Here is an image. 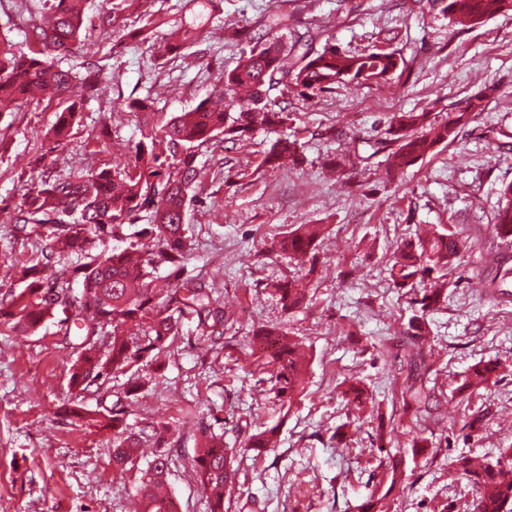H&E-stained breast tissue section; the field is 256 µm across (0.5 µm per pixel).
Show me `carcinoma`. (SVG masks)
<instances>
[{"label": "carcinoma", "instance_id": "carcinoma-1", "mask_svg": "<svg viewBox=\"0 0 512 512\" xmlns=\"http://www.w3.org/2000/svg\"><path fill=\"white\" fill-rule=\"evenodd\" d=\"M212 0L199 3L202 11L171 34L166 45L179 52L202 40L204 11ZM84 0H44L40 13L49 21H33L32 40L42 49L34 54L17 52L10 42L0 41V115L16 112L35 95L53 99L79 90L99 95L106 83L101 70L85 66L74 73L53 66L49 57L70 49L80 37L84 21ZM454 26H471L498 15L512 13V0H448L443 8ZM232 39L245 44L237 65L221 79L219 96L224 108L215 109L200 101L192 109L165 119L151 111L148 103H128L140 115L143 140L135 161L120 171L76 174L68 179L46 178L28 194L13 218L14 231L26 238L46 241L40 255L23 270L22 286L0 295V328L27 334L45 319L56 318L66 332L76 336L78 356L69 374V385L82 394L89 387L102 386L121 372L128 375L123 395L107 414L83 411L74 404L72 413L88 425L113 431V462L124 471L134 466L144 436L128 432L121 404L134 400L148 388L152 372L158 369L160 354L178 333L180 317L195 313L201 336L213 339L224 322V312L213 307L202 286L182 278V260L189 240L186 208L197 181L196 150L219 136L227 143L247 140L258 128L275 129L288 123L290 112L274 93L296 91L312 99L333 86L348 81L387 82L399 79L405 59L395 50L374 48L366 52L341 50L329 43L316 49L313 38L298 32L294 18L286 12L267 16L260 31L241 28ZM486 108L485 98H469L465 106L439 118L428 112H395L387 116L385 138L371 144L390 149L386 175L396 174L433 154L435 148L455 141ZM77 113H58L54 132L66 135ZM161 132L168 147L162 155L155 149V134ZM302 162V145L296 139L278 138L263 163L271 170ZM150 211L153 221L139 226L138 214ZM512 224V182L499 190V205L493 231L507 246L512 239L499 227ZM325 231L321 224H298L277 241L278 250L300 261L316 250ZM125 239L124 247L104 251L109 240ZM464 242L444 227L425 236L407 240L391 266L394 287L414 288L433 276L431 287L413 299L416 315L408 323L407 335H426L428 312L446 301L443 281L459 260ZM487 264L496 267L501 278L475 275L476 287L493 298L501 290L512 267L507 256L489 253ZM79 284L77 290L70 282ZM283 311L296 310L306 300V286L300 279L273 285ZM260 338L277 364L271 387L282 408L292 404L303 391L305 356L301 343L284 327L260 330ZM499 362L474 366L460 389L475 394L486 388ZM422 373H412L402 392L407 407L426 403ZM277 427H267L249 436L246 448H272ZM204 443L192 458L197 483L204 490L210 512H224V496L235 487L237 470L234 453L224 448V435L203 432ZM169 457L158 454L137 490L139 512H175L176 505L166 488ZM450 471L465 481L472 494L473 512H512V448L500 449L496 460L481 461L460 454L450 461Z\"/></svg>", "mask_w": 512, "mask_h": 512}]
</instances>
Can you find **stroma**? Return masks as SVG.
Masks as SVG:
<instances>
[{"label":"stroma","mask_w":512,"mask_h":512,"mask_svg":"<svg viewBox=\"0 0 512 512\" xmlns=\"http://www.w3.org/2000/svg\"><path fill=\"white\" fill-rule=\"evenodd\" d=\"M99 5L87 0L79 42L55 62L64 70L96 62L109 79L106 91L0 116V294L20 286L41 246L13 231L24 195L48 176L130 166L142 134L125 101L148 100L167 116L211 96L242 53L225 39V26L257 29L285 10L317 45L383 46L400 51L407 67L394 82L339 84L311 101L285 93L288 124L256 130L237 145L213 140L198 148L185 275L223 310L224 337L211 343L196 315L181 319L164 369L125 406L133 431L154 437L131 469L114 466L111 431L69 412L77 349L65 327L47 320L25 336L0 328V512H134L141 474L158 453L171 459L167 481L178 512H207L190 468L205 429L223 434L236 457L224 512H358L374 493L384 496L385 512H472L449 457L488 459L512 448V373L471 399L457 392L475 364L512 361V301L490 303L473 286L493 242L498 189L512 181V14L461 28L437 9L409 13L406 0H213L207 39L171 54L168 35L191 18L192 0H112L108 24ZM38 8L39 0H0V40L37 50L25 33ZM139 27L144 41L128 39L127 30ZM481 91L488 105L458 139L393 181L384 178L382 153L353 160L340 178L324 168L327 158L375 137L390 113H444ZM71 107L79 123L53 138L56 113ZM279 136L302 142V166L265 167L264 153ZM305 223L326 227L314 256L297 262L276 251L274 238ZM431 225L457 232L466 247L447 276V301L426 317L421 350L432 396L428 411L417 413L402 403L407 373L398 361L414 349L406 335L413 306L394 288L389 267L397 246ZM301 276L307 304L282 311L273 283ZM264 325L286 326L304 342V397L287 411L273 402L272 365L252 352L253 331ZM351 376L370 398L365 410L343 393ZM189 406L198 426L182 420ZM480 410L482 430L467 433ZM274 424L272 451L244 448L248 436ZM421 434L432 441L430 456L411 453ZM394 464L404 479L390 488L384 478Z\"/></svg>","instance_id":"35a3bbf8"}]
</instances>
